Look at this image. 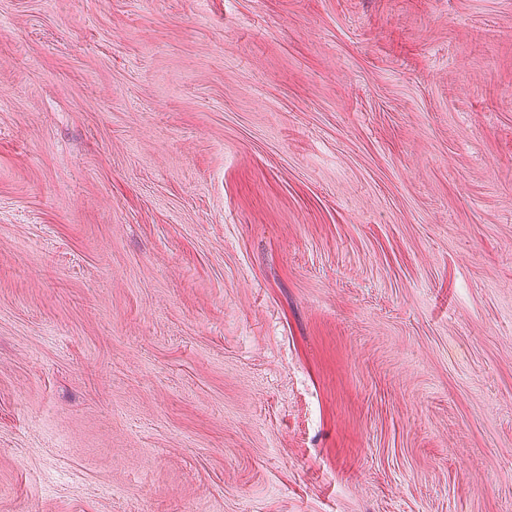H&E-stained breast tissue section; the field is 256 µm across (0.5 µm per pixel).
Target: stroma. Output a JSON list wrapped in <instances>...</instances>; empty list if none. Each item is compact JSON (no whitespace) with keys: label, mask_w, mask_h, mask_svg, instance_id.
<instances>
[{"label":"stroma","mask_w":512,"mask_h":512,"mask_svg":"<svg viewBox=\"0 0 512 512\" xmlns=\"http://www.w3.org/2000/svg\"><path fill=\"white\" fill-rule=\"evenodd\" d=\"M0 512H512V0H0Z\"/></svg>","instance_id":"1"}]
</instances>
